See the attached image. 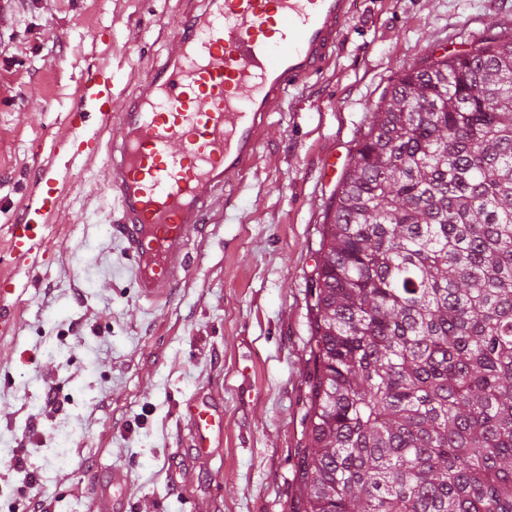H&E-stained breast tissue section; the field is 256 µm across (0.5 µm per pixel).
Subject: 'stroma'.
Listing matches in <instances>:
<instances>
[{
	"label": "stroma",
	"mask_w": 512,
	"mask_h": 512,
	"mask_svg": "<svg viewBox=\"0 0 512 512\" xmlns=\"http://www.w3.org/2000/svg\"><path fill=\"white\" fill-rule=\"evenodd\" d=\"M184 0H0V251L48 164L68 159L87 71L115 101L176 43ZM512 28V0H354L321 70L290 89L187 243L164 298L141 297L100 160L57 186L35 268L0 265L15 325L0 338V512L31 498L95 512L101 469L127 512H299L309 446L311 279L331 198L398 76ZM54 387V404L44 402ZM224 413L212 458L189 459L187 402ZM24 454L35 484L11 467ZM179 480H172L175 468Z\"/></svg>",
	"instance_id": "1"
}]
</instances>
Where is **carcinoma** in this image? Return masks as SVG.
I'll list each match as a JSON object with an SVG mask.
<instances>
[{
	"instance_id": "carcinoma-1",
	"label": "carcinoma",
	"mask_w": 512,
	"mask_h": 512,
	"mask_svg": "<svg viewBox=\"0 0 512 512\" xmlns=\"http://www.w3.org/2000/svg\"><path fill=\"white\" fill-rule=\"evenodd\" d=\"M330 209L303 512H512V30L398 77Z\"/></svg>"
}]
</instances>
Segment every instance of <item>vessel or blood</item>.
Listing matches in <instances>:
<instances>
[{
  "label": "vessel or blood",
  "instance_id": "obj_1",
  "mask_svg": "<svg viewBox=\"0 0 512 512\" xmlns=\"http://www.w3.org/2000/svg\"><path fill=\"white\" fill-rule=\"evenodd\" d=\"M178 49L153 68L121 112L112 110V72L99 68L78 89L69 121L70 162L99 155L120 217L114 232L137 260L142 296H163L179 278L177 246L201 223L214 197L250 166L257 134L289 86L317 73L350 16L354 0H190ZM114 127L109 143L99 131ZM35 213L50 216L56 173H41ZM13 258L37 253L29 219L11 226ZM197 455H211L224 415L187 403ZM108 512H126L121 472L104 470L94 490Z\"/></svg>",
  "mask_w": 512,
  "mask_h": 512
}]
</instances>
